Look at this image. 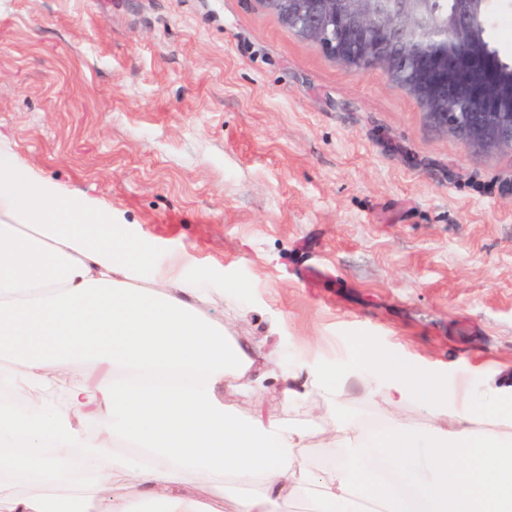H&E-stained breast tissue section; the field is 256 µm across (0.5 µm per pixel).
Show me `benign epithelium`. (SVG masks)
Returning <instances> with one entry per match:
<instances>
[{"label": "benign epithelium", "mask_w": 512, "mask_h": 512, "mask_svg": "<svg viewBox=\"0 0 512 512\" xmlns=\"http://www.w3.org/2000/svg\"><path fill=\"white\" fill-rule=\"evenodd\" d=\"M299 38L352 71L377 67L423 106L431 125L478 151L512 147V82L500 81L482 23L459 9L434 23L418 0H256Z\"/></svg>", "instance_id": "7a95c632"}]
</instances>
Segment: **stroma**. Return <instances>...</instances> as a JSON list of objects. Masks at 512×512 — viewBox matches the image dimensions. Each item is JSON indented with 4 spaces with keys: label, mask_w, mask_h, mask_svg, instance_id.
Listing matches in <instances>:
<instances>
[{
    "label": "stroma",
    "mask_w": 512,
    "mask_h": 512,
    "mask_svg": "<svg viewBox=\"0 0 512 512\" xmlns=\"http://www.w3.org/2000/svg\"><path fill=\"white\" fill-rule=\"evenodd\" d=\"M0 151L238 293L211 305L272 364L356 342L474 383L512 374V148L432 127L255 0H0ZM367 420L361 391L236 415Z\"/></svg>",
    "instance_id": "1"
}]
</instances>
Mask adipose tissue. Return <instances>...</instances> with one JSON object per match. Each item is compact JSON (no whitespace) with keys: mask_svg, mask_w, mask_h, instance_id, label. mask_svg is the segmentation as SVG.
<instances>
[{"mask_svg":"<svg viewBox=\"0 0 512 512\" xmlns=\"http://www.w3.org/2000/svg\"><path fill=\"white\" fill-rule=\"evenodd\" d=\"M184 263L0 152V384L18 397L0 402V512H220L229 491L234 512H512V384L452 381L365 340L344 369L272 366L204 312L223 278ZM77 363L102 374L72 380ZM270 379L291 403L361 388L388 420L232 413L229 395ZM409 401L425 425L397 417ZM318 439L340 450L321 470ZM191 470L211 477L210 504Z\"/></svg>","mask_w":512,"mask_h":512,"instance_id":"adipose-tissue-1","label":"adipose tissue"}]
</instances>
